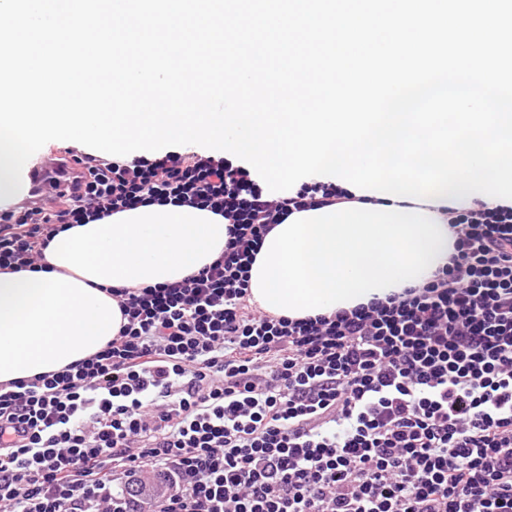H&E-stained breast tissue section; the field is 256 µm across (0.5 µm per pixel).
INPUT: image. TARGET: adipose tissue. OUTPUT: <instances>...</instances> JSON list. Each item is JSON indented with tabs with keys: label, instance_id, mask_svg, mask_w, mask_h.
<instances>
[{
	"label": "adipose tissue",
	"instance_id": "obj_1",
	"mask_svg": "<svg viewBox=\"0 0 512 512\" xmlns=\"http://www.w3.org/2000/svg\"><path fill=\"white\" fill-rule=\"evenodd\" d=\"M227 228L207 210L152 204L60 232L46 270L0 272V384L95 353L123 321L110 288L183 279L223 252Z\"/></svg>",
	"mask_w": 512,
	"mask_h": 512
}]
</instances>
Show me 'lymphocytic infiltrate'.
<instances>
[{
  "label": "lymphocytic infiltrate",
  "instance_id": "f902f5d3",
  "mask_svg": "<svg viewBox=\"0 0 512 512\" xmlns=\"http://www.w3.org/2000/svg\"><path fill=\"white\" fill-rule=\"evenodd\" d=\"M56 204L0 209V271L146 204L224 217L182 280L115 288L125 321L62 370L0 384V512H512V211H449L432 279L307 318L251 303L265 237L332 186L265 190L223 156L60 159Z\"/></svg>",
  "mask_w": 512,
  "mask_h": 512
}]
</instances>
